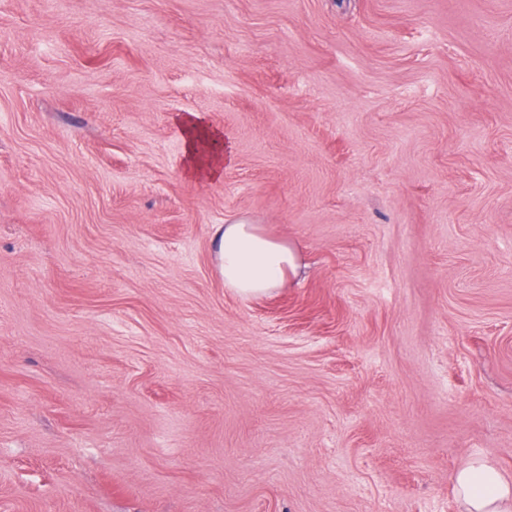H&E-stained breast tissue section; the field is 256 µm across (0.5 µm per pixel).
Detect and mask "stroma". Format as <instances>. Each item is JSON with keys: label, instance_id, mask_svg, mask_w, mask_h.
I'll use <instances>...</instances> for the list:
<instances>
[{"label": "stroma", "instance_id": "1", "mask_svg": "<svg viewBox=\"0 0 512 512\" xmlns=\"http://www.w3.org/2000/svg\"><path fill=\"white\" fill-rule=\"evenodd\" d=\"M476 457L512 479V0H0V512H462ZM186 151L192 172H203L211 178H218L224 171V141L222 136L204 126L197 116H189L181 121ZM209 143L210 152L202 154L203 144ZM203 157L201 165L198 161ZM218 267L225 288L241 296H260L279 287L298 268L288 242L267 236L257 224L243 221L216 231Z\"/></svg>", "mask_w": 512, "mask_h": 512}]
</instances>
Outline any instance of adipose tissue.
Instances as JSON below:
<instances>
[{
	"label": "adipose tissue",
	"mask_w": 512,
	"mask_h": 512,
	"mask_svg": "<svg viewBox=\"0 0 512 512\" xmlns=\"http://www.w3.org/2000/svg\"><path fill=\"white\" fill-rule=\"evenodd\" d=\"M181 131L191 171L220 177L224 171L222 136L195 116L183 118ZM216 254L225 287L242 296L266 294L298 268L287 242L242 221L218 227ZM454 487L463 512H512V482L487 460H471L455 474Z\"/></svg>",
	"instance_id": "obj_1"
}]
</instances>
